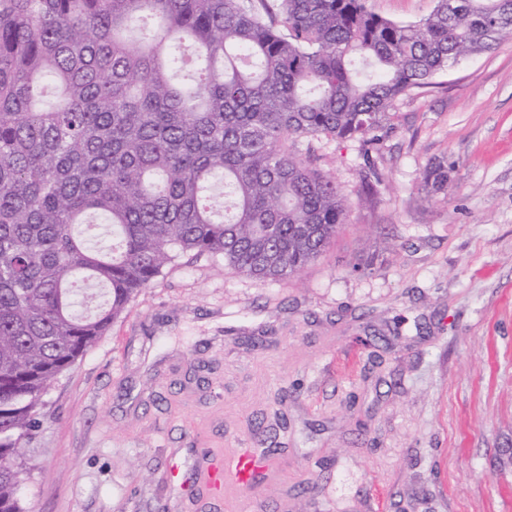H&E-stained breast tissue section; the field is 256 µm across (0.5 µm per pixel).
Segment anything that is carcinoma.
I'll return each mask as SVG.
<instances>
[{
    "instance_id": "1",
    "label": "carcinoma",
    "mask_w": 512,
    "mask_h": 512,
    "mask_svg": "<svg viewBox=\"0 0 512 512\" xmlns=\"http://www.w3.org/2000/svg\"><path fill=\"white\" fill-rule=\"evenodd\" d=\"M506 35L512 0H0V512L43 394L177 255L278 281L336 238L347 197L289 140H356L376 177L397 99ZM371 11L381 17L415 22L427 17L435 8L436 0H367Z\"/></svg>"
}]
</instances>
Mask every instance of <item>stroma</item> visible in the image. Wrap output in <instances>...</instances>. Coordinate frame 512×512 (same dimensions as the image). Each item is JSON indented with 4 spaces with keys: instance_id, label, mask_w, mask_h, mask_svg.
<instances>
[{
    "instance_id": "1",
    "label": "stroma",
    "mask_w": 512,
    "mask_h": 512,
    "mask_svg": "<svg viewBox=\"0 0 512 512\" xmlns=\"http://www.w3.org/2000/svg\"><path fill=\"white\" fill-rule=\"evenodd\" d=\"M394 112L369 161L298 140L349 198L300 277L180 255L57 377L26 512H195L172 466L261 428L279 470L225 512H512V38Z\"/></svg>"
}]
</instances>
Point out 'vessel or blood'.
Wrapping results in <instances>:
<instances>
[{
  "label": "vessel or blood",
  "instance_id": "vessel-or-blood-1",
  "mask_svg": "<svg viewBox=\"0 0 512 512\" xmlns=\"http://www.w3.org/2000/svg\"><path fill=\"white\" fill-rule=\"evenodd\" d=\"M275 462L259 444L238 448L230 455L207 454L193 476H185L180 468H172L170 482L178 490L213 504L222 501L229 488H247L255 478L269 474Z\"/></svg>",
  "mask_w": 512,
  "mask_h": 512
}]
</instances>
